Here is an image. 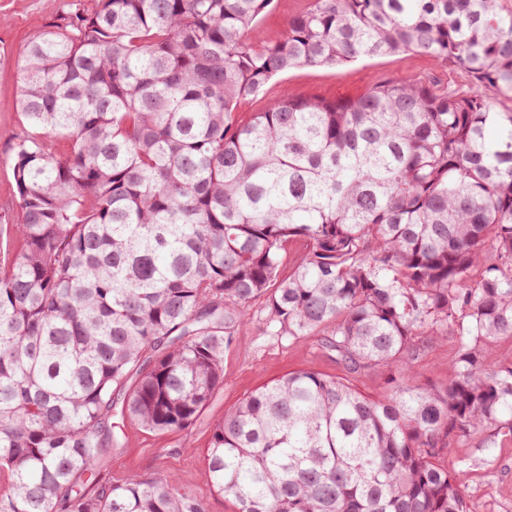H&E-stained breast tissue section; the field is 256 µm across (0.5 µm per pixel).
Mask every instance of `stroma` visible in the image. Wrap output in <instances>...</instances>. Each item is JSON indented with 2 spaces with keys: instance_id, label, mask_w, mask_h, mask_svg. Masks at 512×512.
<instances>
[{
  "instance_id": "obj_1",
  "label": "stroma",
  "mask_w": 512,
  "mask_h": 512,
  "mask_svg": "<svg viewBox=\"0 0 512 512\" xmlns=\"http://www.w3.org/2000/svg\"><path fill=\"white\" fill-rule=\"evenodd\" d=\"M66 0H0V206L13 202L17 188L12 172V158L24 124L16 108V97L23 67V48L63 9ZM310 0H274L256 27L264 40L281 38L289 20L305 10ZM390 80L438 82L460 85L462 72L435 65L429 59L405 54L399 57L364 58L339 66H304L268 81L260 94L239 105L240 115L266 111L285 95L317 96L325 99L354 98ZM251 322L234 329L232 341L224 350V386L188 431L158 435L141 428L121 410H114L112 421L118 439L101 462L102 476L119 477L136 473L145 477L166 473L187 489L204 491L206 512H233V504L222 494L204 489L202 472L204 453L214 427L225 413L243 398L271 380L296 370H314L330 376H349L362 392L379 396L390 387L388 371L372 368L347 375L325 337L302 341L272 335L266 330V297L249 306ZM454 355L452 341L423 340L414 362L420 383L441 387L448 375V362ZM492 442L490 451L476 445L451 448L449 461L459 473L462 494L477 512H512V441L499 436L494 428L483 432Z\"/></svg>"
}]
</instances>
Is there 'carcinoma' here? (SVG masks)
I'll return each mask as SVG.
<instances>
[{"instance_id":"cac0c4a2","label":"carcinoma","mask_w":512,"mask_h":512,"mask_svg":"<svg viewBox=\"0 0 512 512\" xmlns=\"http://www.w3.org/2000/svg\"><path fill=\"white\" fill-rule=\"evenodd\" d=\"M76 0L24 46L19 247L0 262V512H205L166 475L102 480L114 393L183 432L267 297L389 393L290 372L224 414L204 485L235 512H474L446 450L512 436V13L498 0ZM414 53L470 87L378 83L237 107L304 66ZM421 336L453 337L443 387ZM310 0H274L271 9L266 12L256 27L253 35L264 40L281 38L289 20L309 6Z\"/></svg>"}]
</instances>
